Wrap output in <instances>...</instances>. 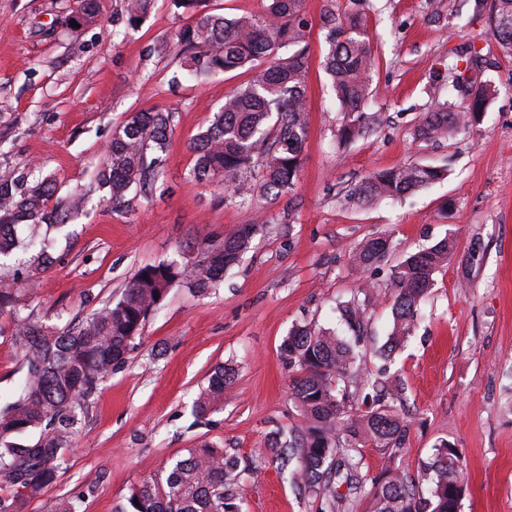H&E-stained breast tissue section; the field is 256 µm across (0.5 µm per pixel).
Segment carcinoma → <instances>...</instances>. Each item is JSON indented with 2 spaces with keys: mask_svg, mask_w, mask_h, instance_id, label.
Wrapping results in <instances>:
<instances>
[{
  "mask_svg": "<svg viewBox=\"0 0 512 512\" xmlns=\"http://www.w3.org/2000/svg\"><path fill=\"white\" fill-rule=\"evenodd\" d=\"M129 24L145 20L155 0H125ZM177 8L195 12V22L175 35L184 55L182 66L194 78L247 68L252 79L224 98L212 119L190 145L194 164L187 180L220 183L225 198L245 204L260 194L271 200L297 186L308 134L307 50L304 26L298 23L304 0H266L257 18L228 19L201 8L203 0H171ZM474 12L486 15L498 46L512 55V0H473ZM340 14L327 0L321 16L328 73L340 111L347 121L338 129L342 140L360 134L366 123L365 102L371 93L372 54L364 17L368 0H350ZM294 47L287 56L285 46ZM478 51L461 50L465 66L452 68L451 90L465 100L426 112L415 137L435 142L468 133L480 124L498 94L489 83L467 86L470 63ZM173 134V114L160 108L130 113L113 131L104 162L88 191L70 197L57 210L58 224L81 212L91 192L106 193L112 209L129 211V195L155 188L162 175ZM444 176L436 167L405 163L367 177L356 189L370 203L401 198ZM56 184L0 167V255L21 247L16 226L30 228L29 239L45 222ZM258 225L245 224L218 243L200 247L201 257L141 268L115 302L63 329L51 330L20 315V300L11 288H0V312L14 316L13 336L22 349L24 378L11 400L0 404V476L19 488L0 497V512H25L26 501L38 496L66 465L71 437L88 399L124 362L147 316L170 288L184 283L204 290L224 279L250 246ZM456 244L444 238L408 255L393 271L392 325L379 354L388 360L412 335L420 304L434 286V275L448 265ZM391 249L385 236L363 242L352 256L358 271L381 261ZM337 309L353 335L313 324H300L281 345L280 356L292 373V397L302 425L278 430L266 441L265 452L280 473L299 489L322 497L330 508L341 501L340 489L355 490L362 479L363 448L399 449L408 432L407 421L392 403L402 399L401 379L382 369L367 386L387 403L357 413L349 386L363 372L361 336L367 307L358 297ZM233 369L219 365L209 374L196 412L203 415L224 394ZM38 430L27 444L16 437ZM239 457L226 448H191L168 469L143 480L116 512H240ZM462 462L447 442L435 447L421 471L411 475L391 468L372 479L373 512H458L464 484Z\"/></svg>",
  "mask_w": 512,
  "mask_h": 512,
  "instance_id": "carcinoma-1",
  "label": "carcinoma"
}]
</instances>
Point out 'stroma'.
<instances>
[{
	"mask_svg": "<svg viewBox=\"0 0 512 512\" xmlns=\"http://www.w3.org/2000/svg\"><path fill=\"white\" fill-rule=\"evenodd\" d=\"M81 0H0V165L52 179L54 205L85 188L103 148L129 113L173 114L165 172L152 197L122 213L92 200L64 225L46 223L54 265L31 266L19 249L0 260V282L17 289L22 313L62 329L117 300L139 269L194 259L196 247L261 223L223 281L197 293L171 288L145 320L135 348L88 402L68 465L26 512L74 500L79 512H113L141 481L202 444L233 450L246 474L241 512H325L259 453L275 430L299 424L280 346L293 326L336 328V302L371 285L364 366L391 323V273L408 254L450 236L457 249L435 275L422 317L392 366L405 384L398 404L409 422L400 451L364 449L363 472H416L449 442L463 463L459 512H512V57L496 47L468 0H371L374 94L369 127L342 143L343 122L324 68L325 0H305L308 135L297 187L239 206L222 185H195L192 141L213 108L246 84L238 69L205 79L184 75L175 35L191 11L156 0L147 19L127 24L123 0H100L96 21L71 30ZM481 50L480 84L499 93L466 135L420 142V115L454 100L448 67L459 48ZM444 168V179L398 200L359 203L352 190L369 174L407 161ZM372 236L391 240L369 271L350 256ZM13 320L0 314V401L24 377ZM234 370L223 399L205 416L193 405L217 365Z\"/></svg>",
	"mask_w": 512,
	"mask_h": 512,
	"instance_id": "35a3bbf8",
	"label": "stroma"
}]
</instances>
